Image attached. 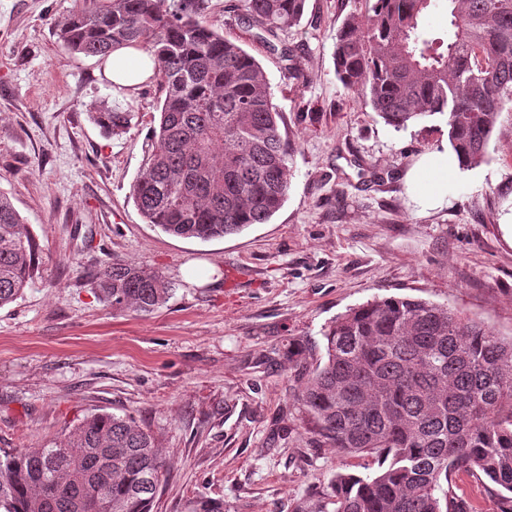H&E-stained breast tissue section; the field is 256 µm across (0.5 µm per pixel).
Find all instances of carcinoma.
<instances>
[{"instance_id":"obj_1","label":"carcinoma","mask_w":512,"mask_h":512,"mask_svg":"<svg viewBox=\"0 0 512 512\" xmlns=\"http://www.w3.org/2000/svg\"><path fill=\"white\" fill-rule=\"evenodd\" d=\"M209 0H74L54 22L73 54L108 59L119 47L147 54L162 99L132 189L144 221L172 236L209 241L265 224L289 187L291 145L256 59L203 24ZM336 33V74L384 122L404 129L446 117L462 168L489 155L512 108V0H366ZM306 0H244L268 38L296 26ZM441 9L448 31L426 18ZM133 112L102 105L107 136ZM39 244L0 193V308L33 282ZM120 312L149 314L175 285L159 271L113 262L92 277ZM326 361L297 403L320 443L380 458L372 474H336L330 492L295 512H464L452 472H479L512 502V339L429 300L374 297L323 331ZM164 464L156 438L131 416L98 413L64 440L0 455V512H151ZM187 512H224L200 497Z\"/></svg>"}]
</instances>
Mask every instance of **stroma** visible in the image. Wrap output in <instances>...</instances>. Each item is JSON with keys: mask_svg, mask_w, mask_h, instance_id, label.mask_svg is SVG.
Instances as JSON below:
<instances>
[{"mask_svg": "<svg viewBox=\"0 0 512 512\" xmlns=\"http://www.w3.org/2000/svg\"><path fill=\"white\" fill-rule=\"evenodd\" d=\"M365 0H307L275 46L243 20L241 0H209L203 17L262 66L290 187L265 224L202 242L145 223L131 198L154 145L158 81L111 83L95 57L56 42L73 0H0V192L40 249L37 276L0 308V452L63 439L96 413L130 415L165 463L152 512L197 495L224 512H293L325 496L339 472H375L371 454L316 444L301 418L288 347L325 362V327L379 297H419L512 336V111L489 162L452 183L448 205L414 195L409 174L448 146L445 117L402 130L351 97L336 76V30ZM137 119L105 136L101 103ZM174 282L162 307L113 312L89 282L115 261ZM203 274L189 282L190 267ZM468 512H502L486 479L452 476Z\"/></svg>", "mask_w": 512, "mask_h": 512, "instance_id": "1", "label": "stroma"}]
</instances>
